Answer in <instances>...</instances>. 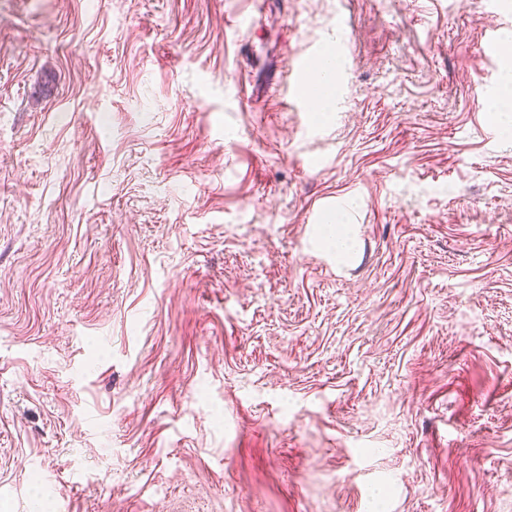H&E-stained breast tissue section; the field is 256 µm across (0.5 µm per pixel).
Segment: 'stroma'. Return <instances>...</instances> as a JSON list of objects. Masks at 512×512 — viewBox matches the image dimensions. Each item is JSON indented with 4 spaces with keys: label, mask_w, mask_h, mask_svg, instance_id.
<instances>
[{
    "label": "stroma",
    "mask_w": 512,
    "mask_h": 512,
    "mask_svg": "<svg viewBox=\"0 0 512 512\" xmlns=\"http://www.w3.org/2000/svg\"><path fill=\"white\" fill-rule=\"evenodd\" d=\"M493 24L0 0V512H512ZM338 39L324 121L297 61Z\"/></svg>",
    "instance_id": "35a3bbf8"
}]
</instances>
